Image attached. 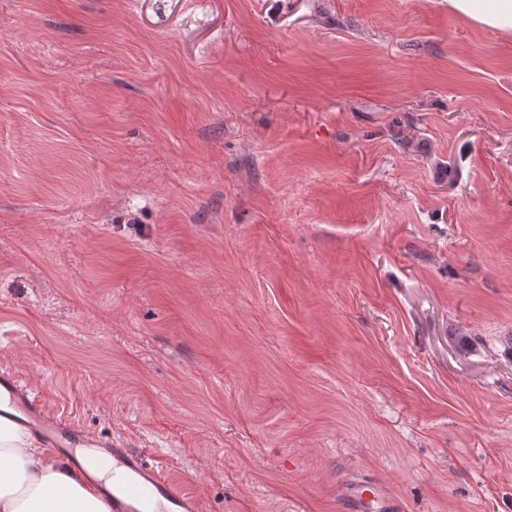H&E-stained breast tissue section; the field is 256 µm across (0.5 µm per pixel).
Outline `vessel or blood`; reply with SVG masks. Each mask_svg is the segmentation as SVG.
Wrapping results in <instances>:
<instances>
[{"label": "vessel or blood", "mask_w": 512, "mask_h": 512, "mask_svg": "<svg viewBox=\"0 0 512 512\" xmlns=\"http://www.w3.org/2000/svg\"><path fill=\"white\" fill-rule=\"evenodd\" d=\"M8 396L4 413L45 448H86L110 456L120 473L112 488V512H201L199 500L167 477L161 466L115 438L94 436L79 423L45 410L31 388L13 372L0 371V393ZM347 512H393L385 492L376 484L354 481L345 489Z\"/></svg>", "instance_id": "b4317fda"}]
</instances>
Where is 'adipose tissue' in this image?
Masks as SVG:
<instances>
[{"label":"adipose tissue","mask_w":512,"mask_h":512,"mask_svg":"<svg viewBox=\"0 0 512 512\" xmlns=\"http://www.w3.org/2000/svg\"><path fill=\"white\" fill-rule=\"evenodd\" d=\"M474 23L512 31V0H448ZM79 474L41 448L17 425L0 419V512H111L99 487H111L112 463L91 456Z\"/></svg>","instance_id":"ef3b65f1"}]
</instances>
